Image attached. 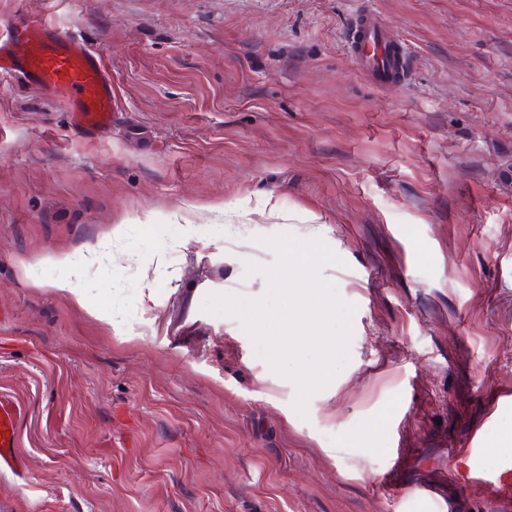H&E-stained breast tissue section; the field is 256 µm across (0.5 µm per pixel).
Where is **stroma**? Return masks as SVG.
Wrapping results in <instances>:
<instances>
[{
    "label": "stroma",
    "instance_id": "35a3bbf8",
    "mask_svg": "<svg viewBox=\"0 0 512 512\" xmlns=\"http://www.w3.org/2000/svg\"><path fill=\"white\" fill-rule=\"evenodd\" d=\"M365 9L404 84L351 61ZM24 14L100 48L115 104L91 139L0 82V396L28 460L0 512H512L448 476L452 448L512 465V0H0V34ZM271 202L321 217L355 307L302 413L204 308L265 296L267 238L306 237ZM98 245L81 306L47 257ZM397 461L405 495L377 493Z\"/></svg>",
    "mask_w": 512,
    "mask_h": 512
}]
</instances>
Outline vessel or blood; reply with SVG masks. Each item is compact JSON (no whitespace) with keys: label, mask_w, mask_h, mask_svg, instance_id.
I'll return each mask as SVG.
<instances>
[{"label":"vessel or blood","mask_w":512,"mask_h":512,"mask_svg":"<svg viewBox=\"0 0 512 512\" xmlns=\"http://www.w3.org/2000/svg\"><path fill=\"white\" fill-rule=\"evenodd\" d=\"M347 46L353 64L372 84L385 88L406 81L407 56L378 14L367 10L357 15ZM8 78L34 85L62 104L83 135L101 136L112 125V75L101 53L47 17L27 18L0 36V80ZM20 413L17 404L0 398V470L18 477L28 469L14 437ZM469 454L466 448L451 449L454 478L488 497L512 493L500 474L465 469Z\"/></svg>","instance_id":"b4317fda"}]
</instances>
